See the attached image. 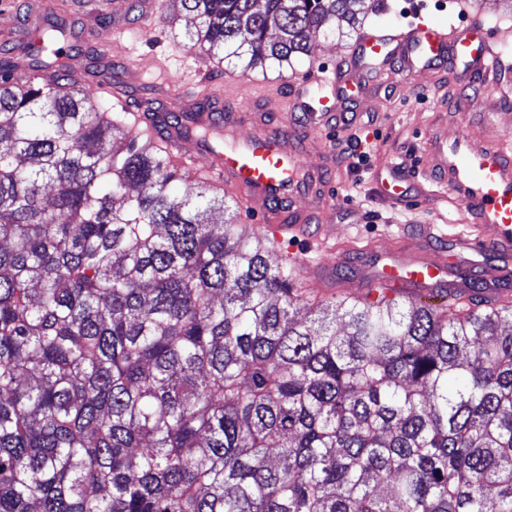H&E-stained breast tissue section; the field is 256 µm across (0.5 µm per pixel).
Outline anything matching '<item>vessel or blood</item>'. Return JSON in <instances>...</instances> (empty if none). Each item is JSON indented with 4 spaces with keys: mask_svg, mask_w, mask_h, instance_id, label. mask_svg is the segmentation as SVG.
I'll list each match as a JSON object with an SVG mask.
<instances>
[{
    "mask_svg": "<svg viewBox=\"0 0 512 512\" xmlns=\"http://www.w3.org/2000/svg\"><path fill=\"white\" fill-rule=\"evenodd\" d=\"M505 35L480 26L420 22L408 29L361 31L348 55L333 69L314 72L279 103V119L271 121L260 109L224 115V144L186 149V135L176 128L164 132L174 164L191 174H204L226 187L257 212L268 240L281 245L302 237L318 223L321 242L334 238V225L325 218L332 187L327 174L335 154L321 137L340 124L344 103L385 84L394 76L411 78L426 70L441 74L454 69L474 77L493 95V108L483 115L484 134L468 129L448 134L445 126L429 132L423 144L425 164L410 176L402 164L376 172L378 195L394 207L419 199L446 200L462 208L465 229L449 232L442 224L416 229L398 248L381 251L375 263H356L358 286L369 297L404 292L444 297L462 292L456 262L491 283L512 269V141L492 138L498 106L512 102V88L502 83ZM304 125L307 139L296 138L293 125ZM248 136H239L241 127ZM318 156L317 164L300 163L302 152ZM451 248H444V241ZM494 249L495 263L483 260ZM352 263L349 251L337 252L330 264L314 268L311 286L336 287V267Z\"/></svg>",
    "mask_w": 512,
    "mask_h": 512,
    "instance_id": "b4317fda",
    "label": "vessel or blood"
}]
</instances>
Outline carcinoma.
Returning a JSON list of instances; mask_svg holds the SVG:
<instances>
[{"label":"carcinoma","instance_id":"1","mask_svg":"<svg viewBox=\"0 0 512 512\" xmlns=\"http://www.w3.org/2000/svg\"><path fill=\"white\" fill-rule=\"evenodd\" d=\"M191 47L293 69L364 0H180ZM0 53V512H512V305L308 288L168 117L85 106L66 26ZM185 132L221 140L190 126Z\"/></svg>","mask_w":512,"mask_h":512}]
</instances>
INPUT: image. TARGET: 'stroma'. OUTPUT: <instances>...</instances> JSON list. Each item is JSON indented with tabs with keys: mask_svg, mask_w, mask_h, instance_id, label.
I'll return each mask as SVG.
<instances>
[{
	"mask_svg": "<svg viewBox=\"0 0 512 512\" xmlns=\"http://www.w3.org/2000/svg\"><path fill=\"white\" fill-rule=\"evenodd\" d=\"M59 19L73 25L77 37L66 50L83 69L81 88L90 106L114 105L116 111L137 110L145 98H153L162 113L180 109L177 92L185 84L224 79L230 63L215 66L210 57L190 47L186 40L192 20L174 0L169 9L177 14L176 27L154 23L151 36L141 27L112 20L128 14L130 0H35ZM385 8L368 14L366 26L397 27L417 18L431 23L476 22L489 29L512 28V0H484L482 6L470 0H384ZM355 31L320 34L311 59L301 60L295 70L269 71V78H281L284 89L308 77L314 70L331 68L355 38ZM8 41L20 65H27L28 34L20 0H0V41ZM490 95L475 81L460 73L434 79L427 71L412 79L396 80L377 94L361 98L360 126H345L325 134L337 158L333 174L335 200L326 221L336 227V248H363L371 244L389 247L398 244L409 226L447 224L463 228L465 216L450 204L421 200L411 206L392 209L375 193L373 172L390 164L403 163L408 171L424 164L422 142L433 126L447 122L449 133L460 127L479 128L481 115L489 107ZM368 152L366 164H358L360 152Z\"/></svg>",
	"mask_w": 512,
	"mask_h": 512,
	"instance_id": "35a3bbf8",
	"label": "stroma"
}]
</instances>
